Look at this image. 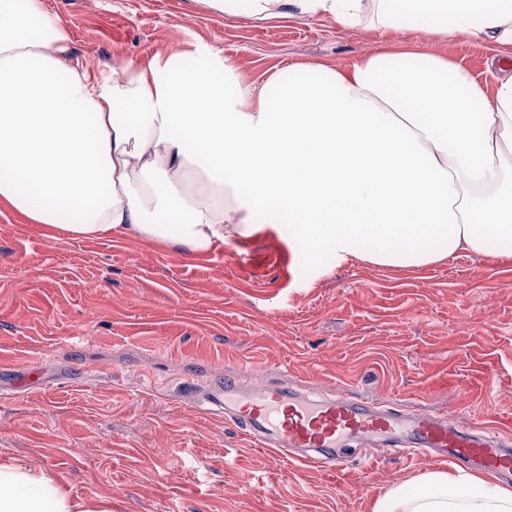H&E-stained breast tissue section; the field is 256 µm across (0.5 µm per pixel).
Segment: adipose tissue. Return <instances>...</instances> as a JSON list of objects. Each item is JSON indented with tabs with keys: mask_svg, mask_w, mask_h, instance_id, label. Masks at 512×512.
Instances as JSON below:
<instances>
[{
	"mask_svg": "<svg viewBox=\"0 0 512 512\" xmlns=\"http://www.w3.org/2000/svg\"><path fill=\"white\" fill-rule=\"evenodd\" d=\"M205 4L512 45V0ZM315 71L259 83L203 42L96 71L45 0H0V203L72 239L130 234L191 253L284 224L311 265L327 252L391 267L512 257V75L489 90L448 57L391 49ZM0 512L98 510L0 461ZM373 512H512V489L434 471Z\"/></svg>",
	"mask_w": 512,
	"mask_h": 512,
	"instance_id": "1",
	"label": "adipose tissue"
}]
</instances>
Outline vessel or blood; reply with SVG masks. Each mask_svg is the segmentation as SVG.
<instances>
[{"instance_id":"b4317fda","label":"vessel or blood","mask_w":512,"mask_h":512,"mask_svg":"<svg viewBox=\"0 0 512 512\" xmlns=\"http://www.w3.org/2000/svg\"><path fill=\"white\" fill-rule=\"evenodd\" d=\"M202 400L258 446L302 465L339 469L354 444L367 460L388 452L433 454L496 478H512L511 440L492 427L469 429L430 410L407 413L342 388L328 394L285 384L248 388L234 377L213 380Z\"/></svg>"}]
</instances>
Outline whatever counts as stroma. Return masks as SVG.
Masks as SVG:
<instances>
[{"instance_id":"35a3bbf8","label":"stroma","mask_w":512,"mask_h":512,"mask_svg":"<svg viewBox=\"0 0 512 512\" xmlns=\"http://www.w3.org/2000/svg\"><path fill=\"white\" fill-rule=\"evenodd\" d=\"M47 4L96 70L201 40L261 80L385 47L448 55L490 87L512 72V46L328 15L262 21L203 0ZM32 366L40 384L18 387ZM225 374L348 387L512 437V260L462 252L401 268L326 253L311 267L276 224L190 253L55 236L0 206V460L108 512H372L391 485L453 467L354 454L332 472L280 458L196 407L191 389Z\"/></svg>"}]
</instances>
